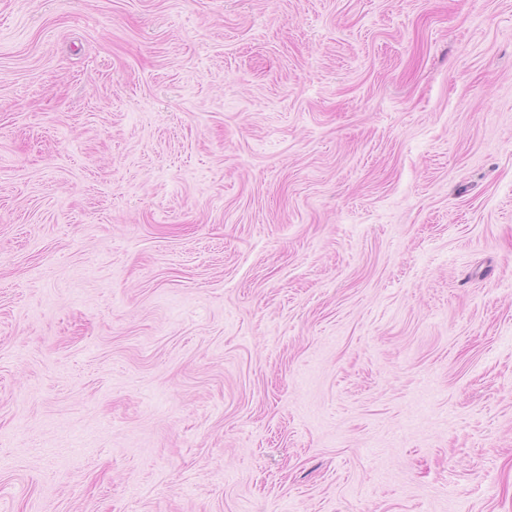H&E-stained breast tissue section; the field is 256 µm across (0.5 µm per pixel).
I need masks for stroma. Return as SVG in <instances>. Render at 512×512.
I'll list each match as a JSON object with an SVG mask.
<instances>
[{
    "instance_id": "35a3bbf8",
    "label": "stroma",
    "mask_w": 512,
    "mask_h": 512,
    "mask_svg": "<svg viewBox=\"0 0 512 512\" xmlns=\"http://www.w3.org/2000/svg\"><path fill=\"white\" fill-rule=\"evenodd\" d=\"M0 512H512V0H0Z\"/></svg>"
}]
</instances>
